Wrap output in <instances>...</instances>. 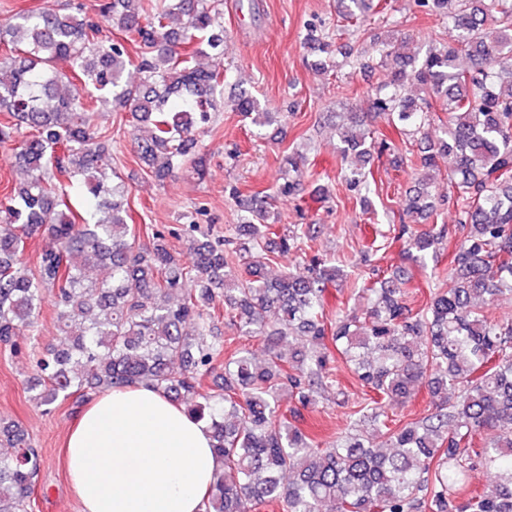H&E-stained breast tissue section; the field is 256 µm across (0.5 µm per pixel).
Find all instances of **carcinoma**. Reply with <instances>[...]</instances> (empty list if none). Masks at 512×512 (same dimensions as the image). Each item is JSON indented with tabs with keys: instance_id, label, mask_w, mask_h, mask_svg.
Returning <instances> with one entry per match:
<instances>
[{
	"instance_id": "carcinoma-1",
	"label": "carcinoma",
	"mask_w": 512,
	"mask_h": 512,
	"mask_svg": "<svg viewBox=\"0 0 512 512\" xmlns=\"http://www.w3.org/2000/svg\"><path fill=\"white\" fill-rule=\"evenodd\" d=\"M387 0H349L346 21ZM456 32L430 47L411 74L395 72L373 105L393 128L419 133L447 115L434 152L417 159L420 194L409 208L426 213L437 155L448 156V197L458 203L453 268L438 293L414 308L392 275L359 292L363 312L324 314L340 269L313 256L302 273L270 280L267 264L307 255L313 237L301 224H271V195L239 200L240 223L214 241L193 221L183 227L190 263L161 234L136 242L125 187L112 183L109 150L94 144L97 103L129 112L139 160L158 182L198 170L196 132L208 125L224 91V13L217 0H100L98 18L84 5L64 13L28 11L0 25V140H18L29 178L0 203V347L36 331L46 297L60 336L37 360L31 401L45 412L79 407L114 387L152 385L206 423L222 463L204 512H512V318L487 308L512 293V0H417ZM136 36L137 61L112 27ZM312 67L330 66L333 43L307 26ZM209 54L207 68L196 58ZM137 64L134 84L124 78ZM425 96L413 99L406 85ZM235 108L256 126L270 113L240 95ZM343 136V154L359 164L342 173L363 209L371 151L391 149L388 135L364 128ZM288 180L277 194H296L306 157L284 158ZM81 185L74 201L70 189ZM46 234L38 269L21 267L26 240ZM445 230L402 224L394 239L420 263L438 259ZM224 314L240 335L267 342L256 363L234 338L214 335ZM302 338L301 347L280 345ZM342 362L369 389L345 435L322 445L299 427L316 395L336 386ZM213 377V386L203 385ZM434 398L430 413L397 424L385 408L404 405L419 388ZM296 406L280 410L282 396ZM370 424L384 443L362 432ZM42 457L15 423L0 421V512H27ZM498 474L493 485L481 476Z\"/></svg>"
}]
</instances>
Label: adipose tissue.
Masks as SVG:
<instances>
[{
    "label": "adipose tissue",
    "mask_w": 512,
    "mask_h": 512,
    "mask_svg": "<svg viewBox=\"0 0 512 512\" xmlns=\"http://www.w3.org/2000/svg\"><path fill=\"white\" fill-rule=\"evenodd\" d=\"M66 458L82 512H201L221 466L206 424L145 384L85 406Z\"/></svg>",
    "instance_id": "ef3b65f1"
}]
</instances>
